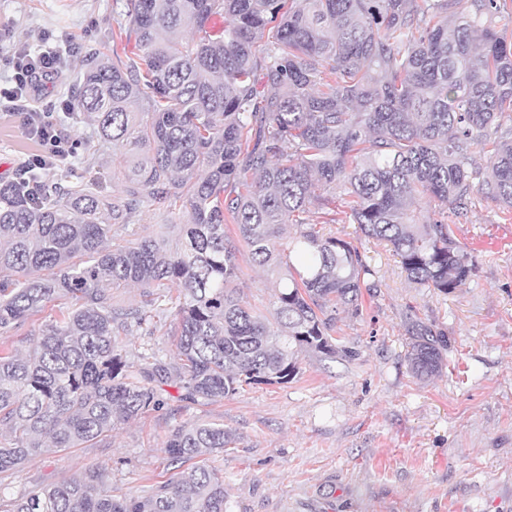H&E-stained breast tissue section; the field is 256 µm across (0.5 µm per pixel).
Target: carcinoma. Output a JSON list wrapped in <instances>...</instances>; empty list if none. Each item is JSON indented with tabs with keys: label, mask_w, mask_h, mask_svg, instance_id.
Instances as JSON below:
<instances>
[{
	"label": "carcinoma",
	"mask_w": 512,
	"mask_h": 512,
	"mask_svg": "<svg viewBox=\"0 0 512 512\" xmlns=\"http://www.w3.org/2000/svg\"><path fill=\"white\" fill-rule=\"evenodd\" d=\"M505 5L122 0L119 33L141 55L119 64L86 48L71 97L121 153L125 200L91 182L34 203L0 180V475L160 408L174 375L184 399L210 403L293 381L302 351L357 356L333 333L339 311L360 313L372 270L321 224H356L386 242L421 286L466 285L472 268L450 225L417 224L413 212L425 199L468 209L477 147L492 170L482 193L512 209V130L489 138L512 112V39L495 24ZM216 16L224 29L212 34ZM181 197L189 212L177 242L127 238L128 211ZM237 240L279 276L267 315L233 287ZM128 285L144 289L145 309L112 305ZM172 289L174 359L130 361L114 336L158 331L147 308ZM68 296L75 308L27 351L13 347L14 332ZM406 333L412 374H439L445 335L421 320ZM234 443L220 422H181L164 444L172 465L191 463L177 480L117 498L88 469L20 498L0 494V512H225L224 476L209 459Z\"/></svg>",
	"instance_id": "carcinoma-1"
}]
</instances>
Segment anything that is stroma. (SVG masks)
<instances>
[{"mask_svg": "<svg viewBox=\"0 0 512 512\" xmlns=\"http://www.w3.org/2000/svg\"><path fill=\"white\" fill-rule=\"evenodd\" d=\"M114 2L0 0V14L16 19L19 39L45 28L136 57L135 43L112 47ZM66 126L77 155L55 182L96 179L122 197L112 178L120 157L98 139L94 123L77 113ZM443 216L473 268L468 284L448 294L410 282L391 246L365 238L357 225H326L373 271L360 314H340L336 323L355 359L303 352L292 382L246 386L205 405L179 400L169 387L160 409L86 447L37 456L0 487L17 498L97 466L115 495L142 496L179 474L164 451L174 426L213 420L236 439L210 459L224 475L227 512H512V211L475 191L466 216L447 215L435 201L414 212L419 224ZM187 220L184 203H146L129 230L173 238ZM237 262L241 294L271 309L274 277L252 265L247 248ZM412 315L448 338L447 365L428 380L413 376L406 359Z\"/></svg>", "mask_w": 512, "mask_h": 512, "instance_id": "35a3bbf8", "label": "stroma"}]
</instances>
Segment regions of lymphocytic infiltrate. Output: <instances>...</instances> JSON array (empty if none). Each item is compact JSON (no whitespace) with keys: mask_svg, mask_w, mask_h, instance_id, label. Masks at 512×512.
I'll list each match as a JSON object with an SVG mask.
<instances>
[{"mask_svg":"<svg viewBox=\"0 0 512 512\" xmlns=\"http://www.w3.org/2000/svg\"><path fill=\"white\" fill-rule=\"evenodd\" d=\"M14 18L0 20V65L8 76L0 84V100L10 102L6 120L17 127L34 149L24 161L37 171L25 184L30 198L41 199L50 174L69 168L76 156L64 118L73 111L71 96L62 91L71 46L49 32L14 37Z\"/></svg>","mask_w":512,"mask_h":512,"instance_id":"f902f5d3","label":"lymphocytic infiltrate"}]
</instances>
